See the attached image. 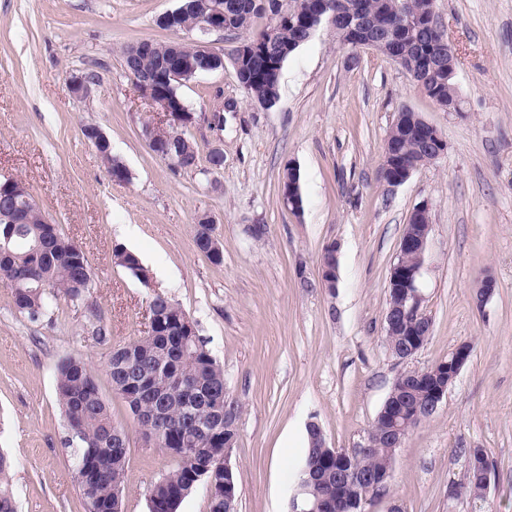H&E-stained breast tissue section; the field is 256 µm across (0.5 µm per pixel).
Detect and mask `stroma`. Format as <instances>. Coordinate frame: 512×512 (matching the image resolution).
I'll return each mask as SVG.
<instances>
[{
  "label": "stroma",
  "mask_w": 512,
  "mask_h": 512,
  "mask_svg": "<svg viewBox=\"0 0 512 512\" xmlns=\"http://www.w3.org/2000/svg\"><path fill=\"white\" fill-rule=\"evenodd\" d=\"M179 0H0V180L23 181L46 217L83 250L92 286L29 320L0 279V449L14 460L18 512H84L56 370L79 357L129 434L122 512H149V488L174 462L146 444L106 375L109 351L144 335L149 301L163 294L196 324L243 411L230 463L237 512H287L308 448V422L326 447L361 448L391 385L459 345L468 362L437 413L397 449L391 479L366 512H512V0H435L458 53V112L441 110L395 62L342 45L321 27L284 62L280 98L253 102L232 66L179 92L199 117L185 130L200 154L221 145L216 174L180 171L143 135L154 109L128 76L124 46L169 41L156 23ZM89 80L87 96L68 79ZM224 128L202 111L215 93ZM419 112L446 153L388 187L379 177L396 112ZM98 125L128 169L113 181L81 135ZM301 175L303 208L284 203L287 165ZM430 208L422 310L431 335L407 363L385 342L387 281L413 208ZM209 215L224 253L194 244ZM338 247L337 281H322V248ZM134 253L147 280L115 262ZM495 293L478 306L484 277ZM107 334H96L97 325ZM485 449L484 496L454 495L467 470L460 446Z\"/></svg>",
  "instance_id": "1"
}]
</instances>
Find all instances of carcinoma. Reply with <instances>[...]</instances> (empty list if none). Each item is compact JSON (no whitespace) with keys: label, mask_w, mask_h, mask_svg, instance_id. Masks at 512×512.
Here are the masks:
<instances>
[{"label":"carcinoma","mask_w":512,"mask_h":512,"mask_svg":"<svg viewBox=\"0 0 512 512\" xmlns=\"http://www.w3.org/2000/svg\"><path fill=\"white\" fill-rule=\"evenodd\" d=\"M279 0H224L225 31L236 42L247 46L250 56L240 60L236 48L228 52L239 84L264 108L279 100L280 77L284 62L309 41L310 32L283 20L251 32L255 18L277 14ZM351 21L367 19L379 33V53L405 69L416 85L441 109L458 96L453 82L454 69L448 66V40L435 32L418 35L406 27L407 16L423 15L430 0H334ZM148 52L135 59L136 68L156 70L177 51L194 54V46L176 41H149ZM97 150L110 162L112 179L127 181L129 171L112 157L111 146ZM173 152L199 160L197 144L186 136L174 140ZM26 204L29 223L11 224L8 216L14 204L0 199V252L10 256L8 276L16 279L14 307L32 321L51 314L60 296L79 301L91 288V272L85 255L64 239L56 224L41 222L42 213L33 196ZM118 266L140 277L138 257L125 250L115 251ZM150 325L146 335L112 349L106 374L112 391L120 396L132 415L145 401L144 392L155 389L161 395L163 420L158 425L161 447L176 466L150 486V512H177L182 500L200 479L219 486L224 483V438L238 437V428L219 425L211 436L197 433L191 414L198 419L224 413V402L242 408L224 393V371L206 349L195 324H185V312L166 297L155 295L149 303ZM448 361L422 370L423 379L415 388L414 399L426 402L447 373ZM56 393L62 407L66 445L75 463L78 486L85 512H114L117 495L124 487L128 446L112 442L114 423L96 377L80 358L69 357L57 366ZM391 458L388 448L344 450L342 463L349 482L348 498H360L379 481ZM10 458L0 451V512H16L9 484Z\"/></svg>","instance_id":"1"}]
</instances>
